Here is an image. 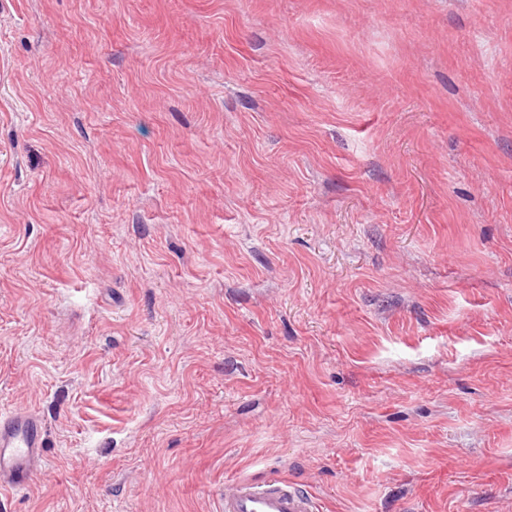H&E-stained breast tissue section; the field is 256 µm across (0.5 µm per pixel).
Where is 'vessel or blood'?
<instances>
[{
  "instance_id": "vessel-or-blood-1",
  "label": "vessel or blood",
  "mask_w": 512,
  "mask_h": 512,
  "mask_svg": "<svg viewBox=\"0 0 512 512\" xmlns=\"http://www.w3.org/2000/svg\"><path fill=\"white\" fill-rule=\"evenodd\" d=\"M45 437L40 420L17 409L0 414V491H19L32 481ZM217 512H318L316 498L283 479H230L216 494Z\"/></svg>"
}]
</instances>
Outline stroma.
<instances>
[{
	"mask_svg": "<svg viewBox=\"0 0 512 512\" xmlns=\"http://www.w3.org/2000/svg\"><path fill=\"white\" fill-rule=\"evenodd\" d=\"M0 512H512V0H0ZM45 437L40 420L27 409L0 414V491L25 489L35 475ZM217 512H318L316 498L288 480L230 479L216 493Z\"/></svg>",
	"mask_w": 512,
	"mask_h": 512,
	"instance_id": "stroma-1",
	"label": "stroma"
}]
</instances>
